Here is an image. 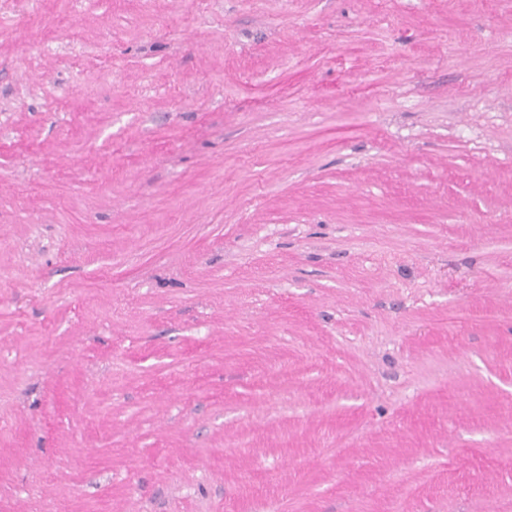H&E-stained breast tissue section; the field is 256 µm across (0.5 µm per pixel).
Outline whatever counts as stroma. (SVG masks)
I'll return each mask as SVG.
<instances>
[{
  "instance_id": "1",
  "label": "stroma",
  "mask_w": 512,
  "mask_h": 512,
  "mask_svg": "<svg viewBox=\"0 0 512 512\" xmlns=\"http://www.w3.org/2000/svg\"><path fill=\"white\" fill-rule=\"evenodd\" d=\"M0 512H512V0H0Z\"/></svg>"
}]
</instances>
